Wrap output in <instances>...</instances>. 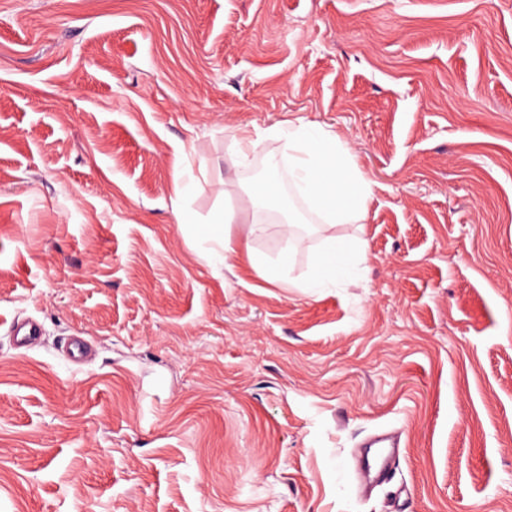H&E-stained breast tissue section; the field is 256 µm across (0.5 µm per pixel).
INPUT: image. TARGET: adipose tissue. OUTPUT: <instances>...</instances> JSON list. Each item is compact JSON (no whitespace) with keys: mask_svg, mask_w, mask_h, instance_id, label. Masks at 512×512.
Masks as SVG:
<instances>
[{"mask_svg":"<svg viewBox=\"0 0 512 512\" xmlns=\"http://www.w3.org/2000/svg\"><path fill=\"white\" fill-rule=\"evenodd\" d=\"M273 134L284 139L289 182L321 213L326 225L359 215L372 193L371 182L336 137L302 122L274 129ZM329 167L335 168V179L321 177V170ZM364 251V242L346 243L325 236L314 257L315 286L335 283L351 259Z\"/></svg>","mask_w":512,"mask_h":512,"instance_id":"adipose-tissue-1","label":"adipose tissue"}]
</instances>
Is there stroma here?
<instances>
[{"label":"stroma","instance_id":"35a3bbf8","mask_svg":"<svg viewBox=\"0 0 512 512\" xmlns=\"http://www.w3.org/2000/svg\"><path fill=\"white\" fill-rule=\"evenodd\" d=\"M296 118L373 183L325 288L309 202L280 283L203 231L285 251ZM0 512H512V0H0ZM214 223L219 225V229L213 235L212 239L220 247V258L224 263L225 267L231 268L233 264L231 262L236 261L240 254L245 251L251 264L256 267L258 260L255 256H252V250L247 241L237 240L232 237L230 233V224H232V218L227 217L226 214H220L215 217ZM365 253V242L345 243L334 236L324 235L323 246L314 256L315 279L311 287L335 284L347 264ZM374 445L369 446V450L362 455L359 461L360 474L366 480H372L381 475L388 467L393 455L392 450L384 449H380L370 455V448Z\"/></svg>","mask_w":512,"mask_h":512}]
</instances>
